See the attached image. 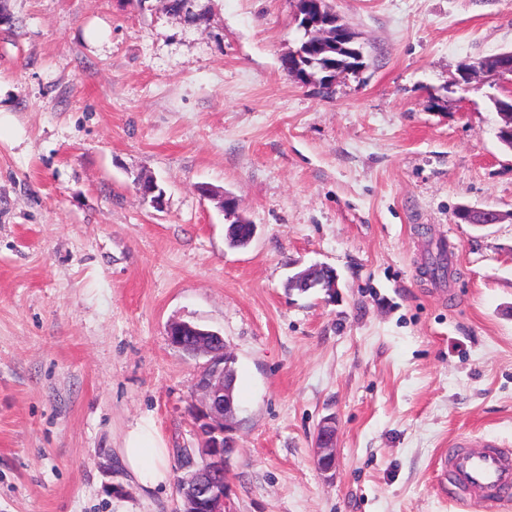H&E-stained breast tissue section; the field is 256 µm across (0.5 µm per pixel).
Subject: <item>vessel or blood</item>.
Segmentation results:
<instances>
[{
	"label": "vessel or blood",
	"mask_w": 512,
	"mask_h": 512,
	"mask_svg": "<svg viewBox=\"0 0 512 512\" xmlns=\"http://www.w3.org/2000/svg\"><path fill=\"white\" fill-rule=\"evenodd\" d=\"M438 489L463 504L512 502V448L492 439L455 437L438 459Z\"/></svg>",
	"instance_id": "vessel-or-blood-1"
}]
</instances>
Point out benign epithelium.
Here are the masks:
<instances>
[{
  "instance_id": "obj_1",
  "label": "benign epithelium",
  "mask_w": 512,
  "mask_h": 512,
  "mask_svg": "<svg viewBox=\"0 0 512 512\" xmlns=\"http://www.w3.org/2000/svg\"><path fill=\"white\" fill-rule=\"evenodd\" d=\"M296 17L301 20L300 28L310 36L316 25L313 16L320 9V0H295ZM495 77L504 98L496 100V111L503 117L512 114V52H501L495 62ZM465 222L481 227L497 223V219H511L512 212L495 209L460 208ZM317 270L326 273L325 278L312 281L304 274L294 276V281L304 289H320L327 300L336 301L339 294L337 272L319 265ZM167 334L171 344L181 349L186 336H195L200 342L194 354L209 356V361L197 378V389L202 394L201 405L194 408L192 418L194 429L201 439L200 465L188 458L185 467L192 469L191 483L181 493L179 512H231L230 485L228 482L229 462L234 455L237 441L234 402L224 387V351L227 346L224 336L204 330L194 324L176 321L168 326ZM315 459L318 468L329 473L336 468V425L333 418L321 421L315 438Z\"/></svg>"
}]
</instances>
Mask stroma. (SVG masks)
Returning a JSON list of instances; mask_svg holds the SVG:
<instances>
[{"label": "stroma", "mask_w": 512, "mask_h": 512, "mask_svg": "<svg viewBox=\"0 0 512 512\" xmlns=\"http://www.w3.org/2000/svg\"><path fill=\"white\" fill-rule=\"evenodd\" d=\"M326 3L366 55L327 93L281 68L293 0H6L0 512H177L180 469L146 492L119 458L141 424L199 445L205 359L174 321L234 356L233 512H512L443 498L433 468L460 434L512 447V221L455 216L512 211L498 88L458 72L512 50V0ZM202 184L238 199L247 247ZM319 264L336 301L287 287ZM459 212L463 214L466 219L463 220L469 224H476L477 226L485 227L491 224H498L497 219L494 218V215H498L500 217V221L504 219H511L512 212L505 213L495 209H478L472 207H462ZM336 425L333 418H324L315 438V459L318 468L329 473L336 468Z\"/></svg>", "instance_id": "stroma-1"}]
</instances>
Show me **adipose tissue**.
<instances>
[{
	"label": "adipose tissue",
	"mask_w": 512,
	"mask_h": 512,
	"mask_svg": "<svg viewBox=\"0 0 512 512\" xmlns=\"http://www.w3.org/2000/svg\"><path fill=\"white\" fill-rule=\"evenodd\" d=\"M169 455L165 444L145 426L131 430L120 450L122 463L132 472L139 486L147 491L167 481Z\"/></svg>",
	"instance_id": "obj_1"
}]
</instances>
